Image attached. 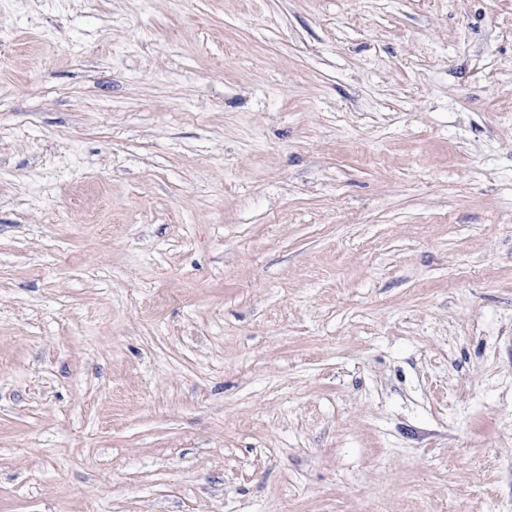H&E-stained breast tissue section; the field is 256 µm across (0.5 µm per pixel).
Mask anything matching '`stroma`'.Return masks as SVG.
I'll return each mask as SVG.
<instances>
[{
  "label": "stroma",
  "mask_w": 512,
  "mask_h": 512,
  "mask_svg": "<svg viewBox=\"0 0 512 512\" xmlns=\"http://www.w3.org/2000/svg\"><path fill=\"white\" fill-rule=\"evenodd\" d=\"M0 512H512V0H0Z\"/></svg>",
  "instance_id": "35a3bbf8"
}]
</instances>
